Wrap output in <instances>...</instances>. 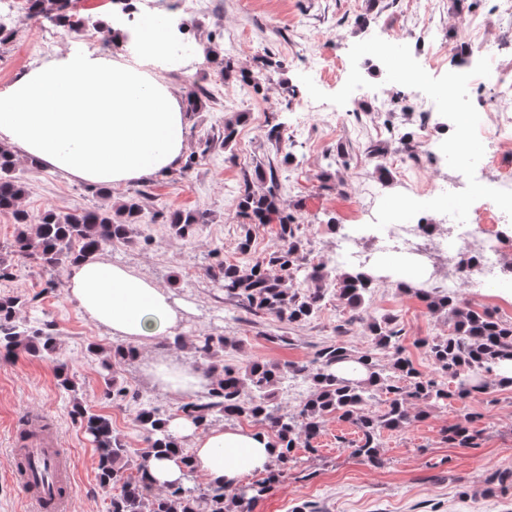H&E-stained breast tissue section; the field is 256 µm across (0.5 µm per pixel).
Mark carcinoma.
<instances>
[{
  "label": "carcinoma",
  "mask_w": 512,
  "mask_h": 512,
  "mask_svg": "<svg viewBox=\"0 0 512 512\" xmlns=\"http://www.w3.org/2000/svg\"><path fill=\"white\" fill-rule=\"evenodd\" d=\"M31 18L42 19L55 26L70 25L65 10L71 0H28ZM209 62L217 65L226 78L237 74L231 58L216 49L208 50ZM240 78L259 86L249 72ZM14 152L0 145V212L13 216L21 225L16 242L22 244L18 253L32 257L49 271H57L81 258L98 253L119 240H127L133 227L145 216L143 194L138 192L110 208L82 209L60 214L49 208L37 217L20 209L27 182L16 175ZM264 185L262 193L252 190L253 181ZM238 207L245 219L241 225L238 248L246 252L252 240L255 224L279 226L280 244L248 270L222 261L216 265L215 276L224 294L242 302L254 314L274 315L299 324L308 320L319 308L329 285H334L338 298L352 311L366 314L365 295L370 293L375 277L363 266L356 265L340 275L322 273L307 258L305 245L298 235L297 217L281 202L280 183L273 169L255 166L253 174L244 175V189ZM208 221L200 211H174L167 217L174 234L180 238L191 235L196 226ZM307 285L304 293L295 288ZM412 292L427 302L433 312L448 319V336L425 343L433 371H420L405 353L400 343L401 330L389 315L368 317L370 344L352 349L343 342L329 343L317 349L305 364H279L253 360L239 367L212 362L235 341L224 335L202 334L195 345L196 353L208 361L206 372L216 375L209 392L180 407V412L193 418L202 428L218 418L247 421L271 433L273 442L282 448L270 469L268 482L248 490L197 486H178L154 491L146 485L145 461L149 454H181V443L168 429L169 415L159 408L144 405L136 414V422L146 433L147 448L132 456L112 427V419L76 404L74 413L85 431L92 437L99 456V479L105 485L119 488L112 497L110 512H253L256 502L266 494L282 474L296 464L293 451L299 438L310 443L323 427L325 417L354 425L360 440L354 454L370 465L381 468L380 438L384 432L401 431L418 415L412 408L419 402L433 406L448 403L451 397L465 399L474 393L512 387V379L500 375L501 364L512 361V321H505L486 308H480L457 293L440 288L430 291L414 288ZM24 306L19 297L0 299V356L15 357L24 352L32 356H55L56 337L34 326L37 318L21 321L17 310ZM388 350V365L379 364L377 351ZM137 350L114 347L103 359L101 376L106 394L112 398L126 396V388L118 383L117 368L133 360ZM451 379L450 387L437 378ZM309 380L313 390L302 400L297 410L288 412L275 403L276 388L285 376ZM378 394L386 396V408L378 413L366 410ZM477 418L473 413L463 423L444 430L443 438L455 448L474 445L477 431L469 423ZM27 466L36 481L47 490L56 487L46 463Z\"/></svg>",
  "instance_id": "cac0c4a2"
}]
</instances>
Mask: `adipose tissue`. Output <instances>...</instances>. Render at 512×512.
I'll list each match as a JSON object with an SVG mask.
<instances>
[{"mask_svg": "<svg viewBox=\"0 0 512 512\" xmlns=\"http://www.w3.org/2000/svg\"><path fill=\"white\" fill-rule=\"evenodd\" d=\"M176 28L135 31L136 63H119L90 50H72L19 74L0 93V142L64 176L96 186L144 181L182 164L184 99L161 79ZM67 295L84 317L114 343L141 347L175 335L182 303L147 276L93 256L71 265ZM152 384L170 396L195 397L209 378L163 359L147 364ZM191 443L188 457L147 462L152 487L184 481L194 469L207 485L233 490L270 469L278 455L266 435L230 425L198 430L190 419L173 423Z\"/></svg>", "mask_w": 512, "mask_h": 512, "instance_id": "1", "label": "adipose tissue"}]
</instances>
